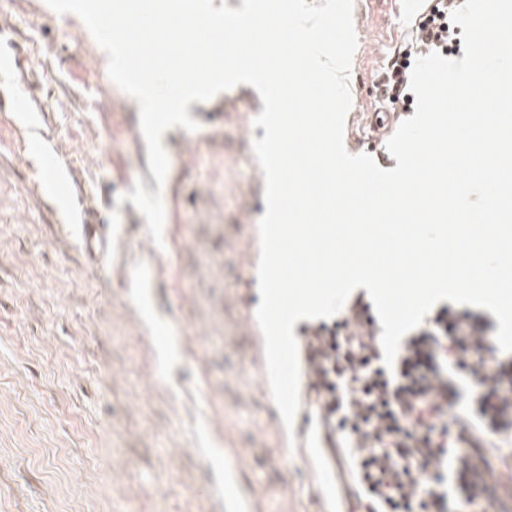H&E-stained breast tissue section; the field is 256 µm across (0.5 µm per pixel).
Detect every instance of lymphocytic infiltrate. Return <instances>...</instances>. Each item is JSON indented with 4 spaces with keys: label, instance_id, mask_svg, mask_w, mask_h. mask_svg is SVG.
<instances>
[{
    "label": "lymphocytic infiltrate",
    "instance_id": "obj_1",
    "mask_svg": "<svg viewBox=\"0 0 512 512\" xmlns=\"http://www.w3.org/2000/svg\"><path fill=\"white\" fill-rule=\"evenodd\" d=\"M464 0H436L416 35L420 53L447 54ZM347 300L333 325L304 328L309 404L343 444L337 453L353 512H469L512 488V359L484 312L445 305L405 337L385 367L377 336ZM476 386L459 408L460 376Z\"/></svg>",
    "mask_w": 512,
    "mask_h": 512
}]
</instances>
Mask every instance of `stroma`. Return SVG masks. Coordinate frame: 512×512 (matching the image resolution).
I'll use <instances>...</instances> for the list:
<instances>
[{
    "instance_id": "35a3bbf8",
    "label": "stroma",
    "mask_w": 512,
    "mask_h": 512,
    "mask_svg": "<svg viewBox=\"0 0 512 512\" xmlns=\"http://www.w3.org/2000/svg\"><path fill=\"white\" fill-rule=\"evenodd\" d=\"M0 38L21 68L0 67V512H214L224 451L258 512H322L312 453L282 447L281 415L242 327V248L266 211L252 150L264 128L247 84L191 103L193 132L162 138L176 170L157 184L139 105L107 73L83 21L45 0H5ZM357 48L347 131L368 154L377 84L412 38L397 0H354ZM62 176L47 208L36 192L46 152ZM74 179L123 237L109 274L67 237ZM142 182L175 211L180 254L157 249L119 194Z\"/></svg>"
}]
</instances>
